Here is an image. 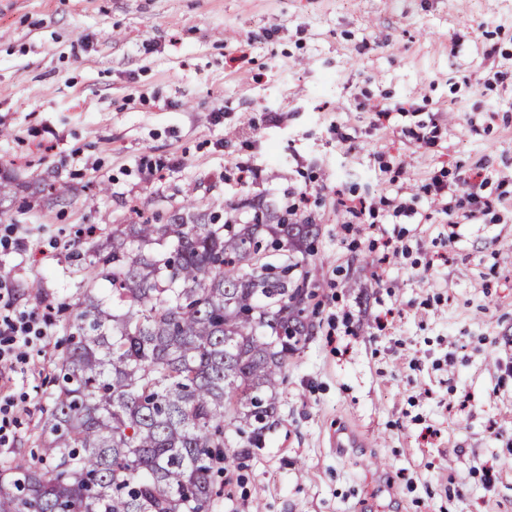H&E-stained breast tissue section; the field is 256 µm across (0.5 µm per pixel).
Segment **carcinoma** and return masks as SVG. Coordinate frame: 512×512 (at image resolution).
<instances>
[{
	"mask_svg": "<svg viewBox=\"0 0 512 512\" xmlns=\"http://www.w3.org/2000/svg\"><path fill=\"white\" fill-rule=\"evenodd\" d=\"M315 235L146 222L93 251L40 447L0 462V512H209L228 429L259 448L276 421L309 331L308 284L288 273Z\"/></svg>",
	"mask_w": 512,
	"mask_h": 512,
	"instance_id": "1",
	"label": "carcinoma"
}]
</instances>
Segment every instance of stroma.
Returning a JSON list of instances; mask_svg holds the SVG:
<instances>
[{"label":"stroma","mask_w":512,"mask_h":512,"mask_svg":"<svg viewBox=\"0 0 512 512\" xmlns=\"http://www.w3.org/2000/svg\"><path fill=\"white\" fill-rule=\"evenodd\" d=\"M483 165L490 209L449 229L422 181ZM1 179L0 273L56 324L0 375L20 407L0 461L39 446L92 247L143 215L243 224L246 199L274 224L305 189L312 331L210 512H512V0H0ZM392 186L425 223L395 217ZM340 195L373 202L365 225ZM388 238L406 253L383 265Z\"/></svg>","instance_id":"stroma-1"}]
</instances>
